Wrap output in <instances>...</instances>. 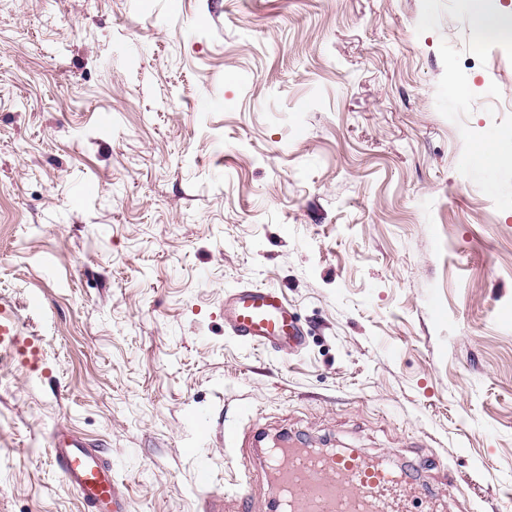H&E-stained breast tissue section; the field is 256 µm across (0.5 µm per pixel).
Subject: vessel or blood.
Here are the masks:
<instances>
[{
  "label": "vessel or blood",
  "instance_id": "1",
  "mask_svg": "<svg viewBox=\"0 0 512 512\" xmlns=\"http://www.w3.org/2000/svg\"><path fill=\"white\" fill-rule=\"evenodd\" d=\"M224 325L246 349H279L294 353L303 345L297 318L275 288L243 285L224 296ZM219 436L237 457L238 477L223 492L210 488L208 470L199 483L208 488L206 512H250L253 470L240 453L239 417L219 422L217 430L202 428L201 439ZM64 484L76 490L83 512H122L123 492L99 449L76 435L60 433L50 450ZM277 489L276 512H441L440 496L425 493L384 456L352 449L323 453L282 443L267 449L262 462Z\"/></svg>",
  "mask_w": 512,
  "mask_h": 512
}]
</instances>
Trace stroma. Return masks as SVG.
Masks as SVG:
<instances>
[{"mask_svg":"<svg viewBox=\"0 0 512 512\" xmlns=\"http://www.w3.org/2000/svg\"><path fill=\"white\" fill-rule=\"evenodd\" d=\"M512 52L459 0H0V512H81L58 430L129 512H204L201 428L388 455L512 512ZM305 334L238 346L224 294ZM224 325L246 349H279L288 354L303 345L297 318L276 288L250 284L226 293Z\"/></svg>","mask_w":512,"mask_h":512,"instance_id":"obj_1","label":"stroma"}]
</instances>
